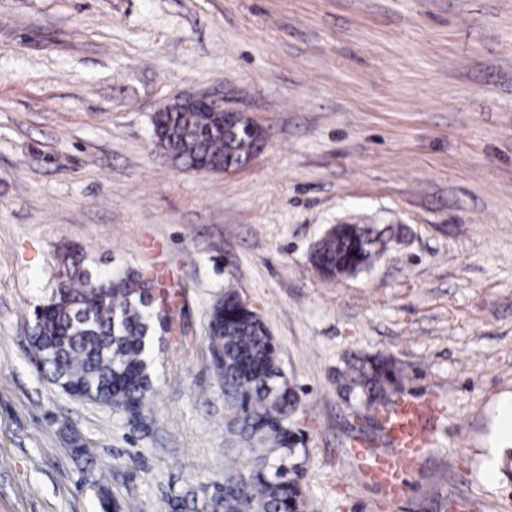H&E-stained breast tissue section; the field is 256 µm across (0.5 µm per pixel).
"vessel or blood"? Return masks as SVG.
I'll return each instance as SVG.
<instances>
[{
  "label": "vessel or blood",
  "mask_w": 512,
  "mask_h": 512,
  "mask_svg": "<svg viewBox=\"0 0 512 512\" xmlns=\"http://www.w3.org/2000/svg\"><path fill=\"white\" fill-rule=\"evenodd\" d=\"M432 404L408 396L399 398L396 406L386 411L380 424L392 442L391 448L372 454L373 481L391 497H399L401 479L413 468L426 442L428 423L435 417Z\"/></svg>",
  "instance_id": "vessel-or-blood-1"
}]
</instances>
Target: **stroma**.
<instances>
[{"instance_id":"stroma-1","label":"stroma","mask_w":512,"mask_h":512,"mask_svg":"<svg viewBox=\"0 0 512 512\" xmlns=\"http://www.w3.org/2000/svg\"><path fill=\"white\" fill-rule=\"evenodd\" d=\"M214 89L266 142L229 174L178 169L154 110ZM336 224L386 246L328 280L310 255ZM72 248L180 289L144 424L29 360ZM229 286L301 399L310 512H512V478L488 479L512 448V0H0V512H113L89 458L121 512L223 479L207 324ZM375 355L445 408L399 502L339 390L347 358Z\"/></svg>"}]
</instances>
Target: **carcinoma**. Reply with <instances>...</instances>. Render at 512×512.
Here are the masks:
<instances>
[{"instance_id":"carcinoma-1","label":"carcinoma","mask_w":512,"mask_h":512,"mask_svg":"<svg viewBox=\"0 0 512 512\" xmlns=\"http://www.w3.org/2000/svg\"><path fill=\"white\" fill-rule=\"evenodd\" d=\"M152 132L163 156L177 168L236 166L259 148L233 120L221 123L202 108L158 112ZM380 238L371 228L339 224L320 242L311 263L336 279L369 267ZM58 287L33 310L29 343L37 372L65 394L126 413L146 416L155 389L152 338L155 324L177 313V285L164 286L133 271L94 272L75 248L58 258ZM207 337L224 385V481L191 483L164 498V512H308L304 472L283 468L303 442L296 422L300 398L288 382L264 319L228 288L209 313ZM351 414L383 412L399 392L395 366L385 361L352 365L344 373Z\"/></svg>"}]
</instances>
